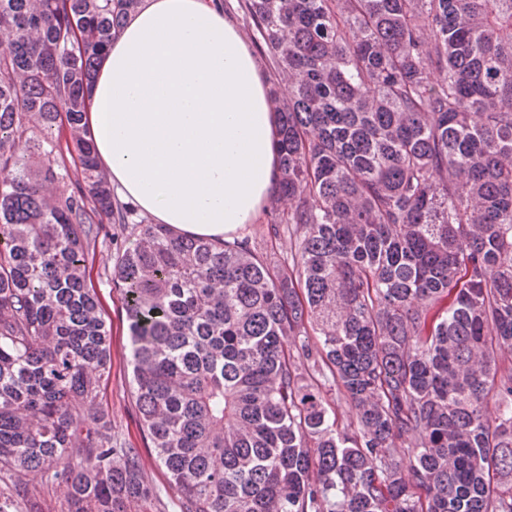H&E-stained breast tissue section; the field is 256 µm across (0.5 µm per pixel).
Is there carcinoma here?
<instances>
[{"label":"carcinoma","mask_w":512,"mask_h":512,"mask_svg":"<svg viewBox=\"0 0 512 512\" xmlns=\"http://www.w3.org/2000/svg\"><path fill=\"white\" fill-rule=\"evenodd\" d=\"M140 3L0 0V512L165 510L100 401L105 220L135 224L113 281L181 512H512V0H238L284 266L116 200L85 86ZM322 395L329 406L336 409V413L342 418L355 416L354 406L341 388H338L331 382L327 383L322 389Z\"/></svg>","instance_id":"obj_1"}]
</instances>
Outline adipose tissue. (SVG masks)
Returning a JSON list of instances; mask_svg holds the SVG:
<instances>
[{
    "mask_svg": "<svg viewBox=\"0 0 512 512\" xmlns=\"http://www.w3.org/2000/svg\"><path fill=\"white\" fill-rule=\"evenodd\" d=\"M87 96L98 162L144 217L220 241L254 223L278 180L277 121L219 0H142Z\"/></svg>",
    "mask_w": 512,
    "mask_h": 512,
    "instance_id": "ef3b65f1",
    "label": "adipose tissue"
}]
</instances>
